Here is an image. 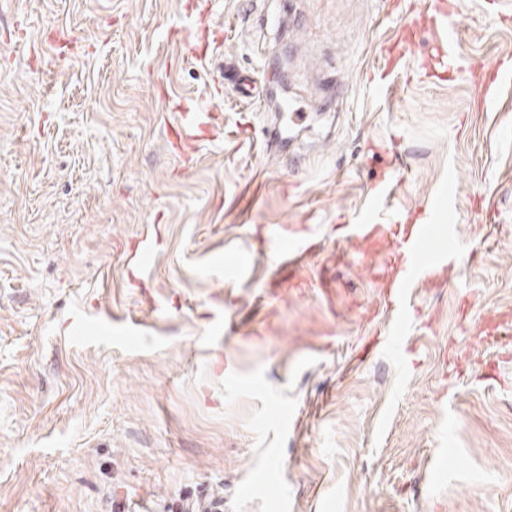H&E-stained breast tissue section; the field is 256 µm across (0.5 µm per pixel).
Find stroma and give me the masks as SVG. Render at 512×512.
<instances>
[{"label":"stroma","instance_id":"1","mask_svg":"<svg viewBox=\"0 0 512 512\" xmlns=\"http://www.w3.org/2000/svg\"><path fill=\"white\" fill-rule=\"evenodd\" d=\"M419 2L0 0V512H512V343L468 333L512 309V84L368 94ZM455 28L512 57V0ZM244 75L271 96L240 103ZM174 100L210 112L196 149ZM288 101L316 119L264 153ZM390 165L407 218L458 183L457 251L360 363L395 246L344 227ZM497 71L498 68L492 69L491 74L492 72H494L493 77H488L481 81L478 87V97L481 103H485L487 101H490L491 103L494 102L496 98L500 96L505 81H507L508 79L510 80V75L508 73H503L498 80L496 88L492 87V84L495 83L498 78Z\"/></svg>","mask_w":512,"mask_h":512}]
</instances>
